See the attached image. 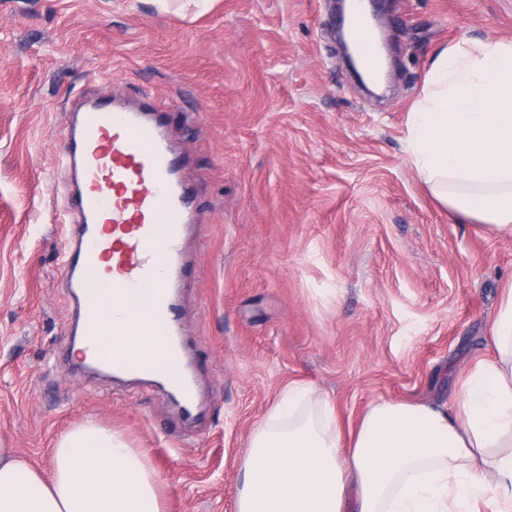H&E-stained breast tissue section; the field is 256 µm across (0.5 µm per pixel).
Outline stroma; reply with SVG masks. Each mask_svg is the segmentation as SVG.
Here are the masks:
<instances>
[{
    "mask_svg": "<svg viewBox=\"0 0 512 512\" xmlns=\"http://www.w3.org/2000/svg\"><path fill=\"white\" fill-rule=\"evenodd\" d=\"M332 0H0V448L42 474L94 421L140 454L160 512H237L242 459L289 384L343 433L372 403L453 407L492 357L512 238L452 213L406 152L438 53L512 42V0H385L390 91L340 62ZM199 115L203 205L184 342L203 412L81 369L64 325L54 172L77 97Z\"/></svg>",
    "mask_w": 512,
    "mask_h": 512,
    "instance_id": "stroma-1",
    "label": "stroma"
}]
</instances>
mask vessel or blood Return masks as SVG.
<instances>
[{"mask_svg":"<svg viewBox=\"0 0 512 512\" xmlns=\"http://www.w3.org/2000/svg\"><path fill=\"white\" fill-rule=\"evenodd\" d=\"M346 25L368 72L378 66L375 34L362 4ZM143 96L84 99L65 131L58 176L65 186L60 225L64 291L75 306L66 325L70 335L95 346L111 334L114 309L127 318L144 316L159 337L163 360L117 353L112 374L139 382L173 377L186 411L199 403V381L180 342L184 334L177 294L191 274L187 240L198 219L195 189L175 132L192 122ZM111 286L102 303L103 286Z\"/></svg>","mask_w":512,"mask_h":512,"instance_id":"b4317fda","label":"vessel or blood"}]
</instances>
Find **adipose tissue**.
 Listing matches in <instances>:
<instances>
[{
  "label": "adipose tissue",
  "instance_id": "1",
  "mask_svg": "<svg viewBox=\"0 0 512 512\" xmlns=\"http://www.w3.org/2000/svg\"><path fill=\"white\" fill-rule=\"evenodd\" d=\"M407 152L448 208L512 237V42L441 51ZM137 321L116 325L105 355L158 354ZM495 354L463 372L454 410L383 401L342 447L331 408L302 417L309 391L289 385L243 461L237 512H512V294L492 326ZM0 512H159L156 480L112 432L88 422L53 450L50 479L0 448Z\"/></svg>",
  "mask_w": 512,
  "mask_h": 512
}]
</instances>
